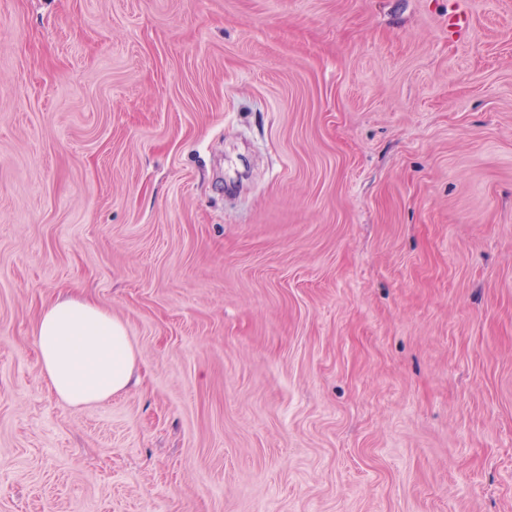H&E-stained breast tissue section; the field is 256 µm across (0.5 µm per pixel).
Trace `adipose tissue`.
Returning <instances> with one entry per match:
<instances>
[{
	"mask_svg": "<svg viewBox=\"0 0 512 512\" xmlns=\"http://www.w3.org/2000/svg\"><path fill=\"white\" fill-rule=\"evenodd\" d=\"M33 338L45 382L71 408L103 402L131 384L137 358L126 327L96 302L58 298L41 312Z\"/></svg>",
	"mask_w": 512,
	"mask_h": 512,
	"instance_id": "obj_1",
	"label": "adipose tissue"
}]
</instances>
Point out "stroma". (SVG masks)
I'll return each instance as SVG.
<instances>
[{
  "label": "stroma",
  "mask_w": 512,
  "mask_h": 512,
  "mask_svg": "<svg viewBox=\"0 0 512 512\" xmlns=\"http://www.w3.org/2000/svg\"><path fill=\"white\" fill-rule=\"evenodd\" d=\"M0 512H512V0H0ZM43 379L71 408L101 403L131 384L136 353L125 325L100 304L60 297L33 332Z\"/></svg>",
  "instance_id": "1"
}]
</instances>
